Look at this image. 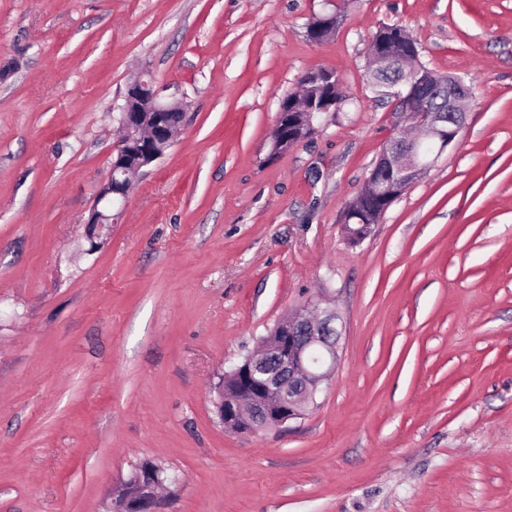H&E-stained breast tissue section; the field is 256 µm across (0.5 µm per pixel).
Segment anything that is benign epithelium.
<instances>
[{"instance_id":"benign-epithelium-1","label":"benign epithelium","mask_w":512,"mask_h":512,"mask_svg":"<svg viewBox=\"0 0 512 512\" xmlns=\"http://www.w3.org/2000/svg\"><path fill=\"white\" fill-rule=\"evenodd\" d=\"M336 24V16L314 18L308 36L317 43L325 27ZM405 72L400 89L392 93L395 110L411 118L422 131L418 140L401 141L398 148L386 146L380 152L369 182L373 194L389 208L417 179L423 170L458 142L465 126L467 94L465 83L448 85V111L456 114L452 122L445 113L412 111L415 102L436 95L440 81L429 69L409 59L399 61ZM163 87L148 73L137 74L126 86L119 106L124 136L112 152L111 175L100 187L87 224L98 227L112 224L123 213L129 180L159 159L172 143V127L185 119L181 103L161 102ZM319 319L309 312L294 314L279 323L274 335L257 354L246 356L229 373L234 385L218 387L216 407L224 427L236 432L257 433L284 426L304 416L320 387L326 383L338 360V335L330 333L336 312L313 306ZM248 403L250 418L242 423L240 407ZM157 469L146 464L136 470L128 487L115 490L107 512H155L158 504Z\"/></svg>"}]
</instances>
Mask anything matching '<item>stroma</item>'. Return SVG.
Masks as SVG:
<instances>
[{
  "label": "stroma",
  "instance_id": "obj_1",
  "mask_svg": "<svg viewBox=\"0 0 512 512\" xmlns=\"http://www.w3.org/2000/svg\"><path fill=\"white\" fill-rule=\"evenodd\" d=\"M382 25L472 97L353 245L410 128L366 78ZM318 67L345 102L274 153ZM142 71L186 119L93 233ZM315 302L341 337L314 407L225 429L215 385ZM144 463L157 512H512V0H0V512H104ZM371 194L372 191L369 188L368 190L356 196L353 201L349 203L350 205L346 213L347 221L345 224H348L351 228H356L357 224L362 226L363 234L360 238H358V240L362 241L372 234L375 224H362L360 221L367 220V214H373L379 208L377 201L368 199ZM382 214L383 212L377 211L373 216V219L379 220Z\"/></svg>",
  "mask_w": 512,
  "mask_h": 512
}]
</instances>
